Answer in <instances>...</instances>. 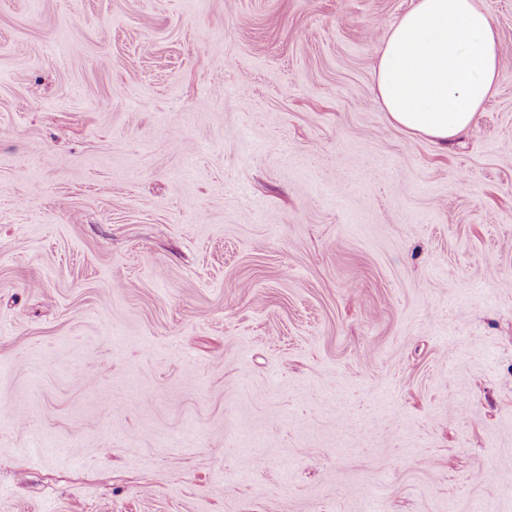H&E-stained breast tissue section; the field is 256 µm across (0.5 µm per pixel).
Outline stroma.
Wrapping results in <instances>:
<instances>
[{"instance_id": "35a3bbf8", "label": "stroma", "mask_w": 512, "mask_h": 512, "mask_svg": "<svg viewBox=\"0 0 512 512\" xmlns=\"http://www.w3.org/2000/svg\"><path fill=\"white\" fill-rule=\"evenodd\" d=\"M412 2L0 0V512H512V0L445 147ZM500 57L478 0H415L376 50V96L392 124L448 146L473 129Z\"/></svg>"}]
</instances>
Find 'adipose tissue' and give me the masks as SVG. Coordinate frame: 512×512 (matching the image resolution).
<instances>
[{
    "instance_id": "1",
    "label": "adipose tissue",
    "mask_w": 512,
    "mask_h": 512,
    "mask_svg": "<svg viewBox=\"0 0 512 512\" xmlns=\"http://www.w3.org/2000/svg\"><path fill=\"white\" fill-rule=\"evenodd\" d=\"M500 57L478 0H415L376 50V96L392 124L444 144L473 129Z\"/></svg>"
}]
</instances>
